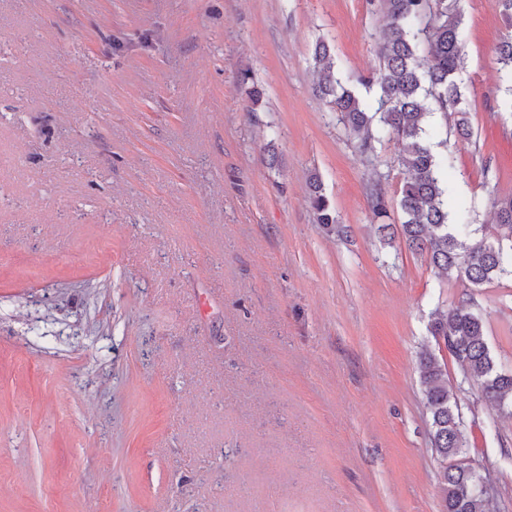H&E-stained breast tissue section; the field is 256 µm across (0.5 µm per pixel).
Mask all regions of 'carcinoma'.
Segmentation results:
<instances>
[{"mask_svg":"<svg viewBox=\"0 0 512 512\" xmlns=\"http://www.w3.org/2000/svg\"><path fill=\"white\" fill-rule=\"evenodd\" d=\"M386 23L380 32L379 65L370 77L336 75L328 44H316L313 61L316 90L356 140V149L366 157H377V145L385 139L401 142L397 164L402 166L399 207L403 221L385 223L388 202L382 178L370 191V208L383 245L400 235L414 253L449 278L480 287L495 278L512 275V195L494 201L493 240L482 237L471 242L459 230L469 226V211L458 223L450 222L448 202L438 164L426 139V121L437 111L450 118L451 130L462 140L473 136L470 100L461 74L464 53L460 39L463 15L459 0H370ZM499 82L511 97L503 105L512 109V35L497 48ZM356 81L377 87V108L367 107L349 88ZM310 199L316 223L329 231H342L335 210L323 193L318 176L309 179ZM438 348L445 349L491 404H512V371L498 364L485 338L484 321L469 301H461L437 313L429 329ZM430 410L432 447L439 462L442 512H509V505L493 510L481 486L484 477L461 459L468 447L466 429L456 394L448 390L445 364L430 353L419 358Z\"/></svg>","mask_w":512,"mask_h":512,"instance_id":"carcinoma-1","label":"carcinoma"}]
</instances>
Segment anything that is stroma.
<instances>
[{
    "mask_svg": "<svg viewBox=\"0 0 512 512\" xmlns=\"http://www.w3.org/2000/svg\"><path fill=\"white\" fill-rule=\"evenodd\" d=\"M460 5L473 137L426 130L478 239L512 193V30ZM383 25L369 0H0V512H441L425 350L512 503V407L428 331L473 298L512 369V277L382 245L400 147L366 160L313 92L316 42L366 76ZM498 80L511 94L503 101V105L512 110V35L506 37L497 48ZM310 199L314 210L315 221L322 224L328 231H342V224H339L335 210L331 207L329 200L323 193L322 182L317 175L309 179Z\"/></svg>",
    "mask_w": 512,
    "mask_h": 512,
    "instance_id": "stroma-1",
    "label": "stroma"
}]
</instances>
